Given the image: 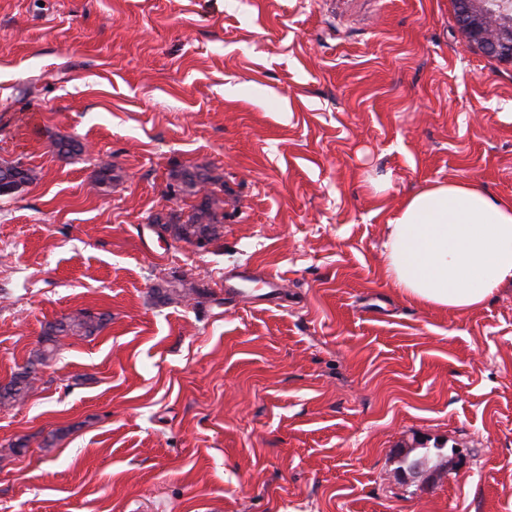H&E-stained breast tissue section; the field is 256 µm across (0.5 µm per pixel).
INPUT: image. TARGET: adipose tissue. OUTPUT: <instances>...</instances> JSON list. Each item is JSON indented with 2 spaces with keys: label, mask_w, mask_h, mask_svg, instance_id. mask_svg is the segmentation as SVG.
I'll list each match as a JSON object with an SVG mask.
<instances>
[{
  "label": "adipose tissue",
  "mask_w": 512,
  "mask_h": 512,
  "mask_svg": "<svg viewBox=\"0 0 512 512\" xmlns=\"http://www.w3.org/2000/svg\"><path fill=\"white\" fill-rule=\"evenodd\" d=\"M381 255L386 283L417 303L477 309L512 281V201L466 182L425 187L389 222Z\"/></svg>",
  "instance_id": "obj_1"
}]
</instances>
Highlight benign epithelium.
<instances>
[{"label":"benign epithelium","instance_id":"benign-epithelium-1","mask_svg":"<svg viewBox=\"0 0 512 512\" xmlns=\"http://www.w3.org/2000/svg\"><path fill=\"white\" fill-rule=\"evenodd\" d=\"M457 21L485 55L512 62V0H454Z\"/></svg>","mask_w":512,"mask_h":512}]
</instances>
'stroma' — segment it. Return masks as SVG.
I'll return each mask as SVG.
<instances>
[{"label": "stroma", "mask_w": 512, "mask_h": 512, "mask_svg": "<svg viewBox=\"0 0 512 512\" xmlns=\"http://www.w3.org/2000/svg\"><path fill=\"white\" fill-rule=\"evenodd\" d=\"M1 159L39 178L0 197V385L110 320L0 407V512H512V283L460 314L382 277L410 193L512 201V63L451 0H0ZM182 168L224 185L203 247L149 222ZM153 294L161 301L185 300L193 295H198L199 290L194 283L188 281L185 276H174L163 280L153 287ZM107 321L105 314L95 315L79 310L49 323L41 347L32 353L23 371L14 375L7 384L0 385V406H13L28 397L38 379L36 367L46 365L54 358L61 338L94 336L104 328Z\"/></svg>", "instance_id": "stroma-1"}]
</instances>
